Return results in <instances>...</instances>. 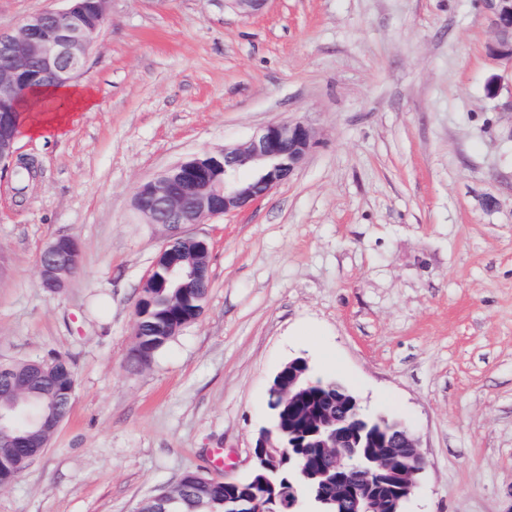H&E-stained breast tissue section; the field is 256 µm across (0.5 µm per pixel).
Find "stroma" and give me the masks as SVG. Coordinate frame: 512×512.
Here are the masks:
<instances>
[{
    "label": "stroma",
    "instance_id": "1",
    "mask_svg": "<svg viewBox=\"0 0 512 512\" xmlns=\"http://www.w3.org/2000/svg\"><path fill=\"white\" fill-rule=\"evenodd\" d=\"M477 0H112L79 77L95 107L33 114L25 196L0 167V363L61 356L70 411L0 512H136L188 472L246 478L269 389L295 357L410 425L405 512H512V69ZM502 78L490 96L492 75ZM317 132L305 165L211 244L199 318L131 366L166 242L133 207L180 159L275 121ZM81 247L64 288L40 254ZM80 258V246L70 236H59L49 240L41 253V283L44 288H52L59 279L62 264L72 267Z\"/></svg>",
    "mask_w": 512,
    "mask_h": 512
}]
</instances>
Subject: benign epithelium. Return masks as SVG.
<instances>
[{"label": "benign epithelium", "instance_id": "benign-epithelium-1", "mask_svg": "<svg viewBox=\"0 0 512 512\" xmlns=\"http://www.w3.org/2000/svg\"><path fill=\"white\" fill-rule=\"evenodd\" d=\"M62 9H47L30 16L15 31L0 30V164L14 167L20 154L19 101L22 88L32 74L44 86H62L75 80L86 64L90 49L97 42L112 0H93L97 21L93 25L76 22L81 0H65ZM243 15L260 13L268 0H230ZM481 6L494 28L497 40L512 39V0H481ZM316 142L312 127L302 121L272 122L241 144L226 145L218 152H202L170 165L155 178L141 184L134 197L135 209L149 224H161L169 240L155 262L167 267L171 288H193L210 280V244L201 236L185 235L186 224L243 210L268 195L289 179L308 158ZM195 245L201 253L197 263L184 264L176 243ZM80 258V246L70 236L49 240L41 253V283L52 287L61 266H73ZM309 383L306 365L288 362V376L278 378L277 389L288 404L306 398ZM19 399L16 394H0V430L15 419ZM318 419L315 431L322 434L321 447L328 449L333 465L320 478L336 484V494L352 512H389L384 501L370 494L372 478L390 484L396 495L407 501L415 493V475L425 465L418 440L406 426L384 437L376 436L370 423L353 416L351 397L336 396V405L312 410ZM282 447V439L269 430L259 433L252 461L271 459L270 449ZM367 461L361 478L340 481L339 473L353 465L357 456Z\"/></svg>", "mask_w": 512, "mask_h": 512}]
</instances>
